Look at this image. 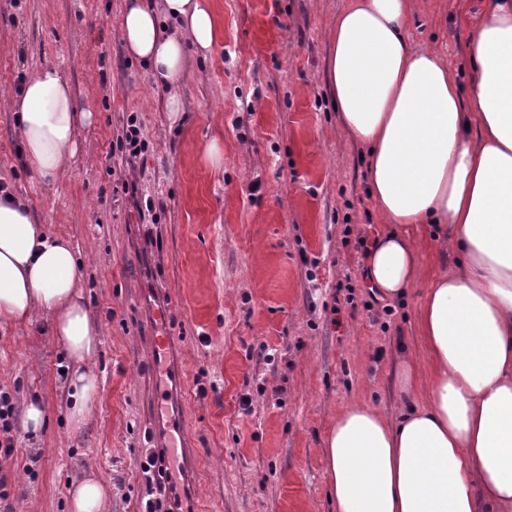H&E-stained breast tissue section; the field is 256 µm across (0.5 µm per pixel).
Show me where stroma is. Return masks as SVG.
Wrapping results in <instances>:
<instances>
[{"instance_id": "1", "label": "stroma", "mask_w": 512, "mask_h": 512, "mask_svg": "<svg viewBox=\"0 0 512 512\" xmlns=\"http://www.w3.org/2000/svg\"><path fill=\"white\" fill-rule=\"evenodd\" d=\"M348 2L211 0L224 36L192 62L179 89L185 120L174 125L165 92L125 52L123 0H0V96L51 62L96 116L47 188L0 103V181L79 252L100 334L98 394L76 427L49 316L0 322V389L17 410H44L41 428H19L14 454L0 456L18 512H70V483L90 473L111 487L107 512H139L149 287L169 296L187 380L193 512H335L323 447L337 414L363 402L398 416L400 362L425 357L423 287L378 302L363 277L358 240L387 227L325 73ZM411 3L408 36L441 50L470 91L461 63L485 0ZM132 116L148 143L137 158L111 151ZM214 138L218 165L206 156Z\"/></svg>"}]
</instances>
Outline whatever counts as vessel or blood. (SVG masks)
Instances as JSON below:
<instances>
[{"label": "vessel or blood", "mask_w": 512, "mask_h": 512, "mask_svg": "<svg viewBox=\"0 0 512 512\" xmlns=\"http://www.w3.org/2000/svg\"><path fill=\"white\" fill-rule=\"evenodd\" d=\"M148 310V368L153 383L151 407L153 422L150 429L151 451L142 460L148 467L159 462L161 454L179 451L183 473V491H191L196 456L183 425L182 395L186 382L175 356V336L172 332V308L157 289H146L142 298Z\"/></svg>", "instance_id": "1"}]
</instances>
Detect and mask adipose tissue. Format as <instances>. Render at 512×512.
Returning <instances> with one entry per match:
<instances>
[{"label": "adipose tissue", "instance_id": "ef3b65f1", "mask_svg": "<svg viewBox=\"0 0 512 512\" xmlns=\"http://www.w3.org/2000/svg\"><path fill=\"white\" fill-rule=\"evenodd\" d=\"M410 0H350L336 20L327 85L342 128L367 149V189L390 229L367 253V281L399 300L424 284L417 322L426 359L399 367L402 414L355 403L324 443L336 512H512V0H487L465 64L462 95L441 52L410 41ZM126 53L167 91L171 124L192 59L223 29L210 0H124ZM6 105L24 158L52 186L93 122L60 68L33 71ZM447 230L453 269L427 276L409 227ZM80 261L31 206L0 192V321L48 313L83 421L97 393L100 336L79 285Z\"/></svg>", "mask_w": 512, "mask_h": 512}]
</instances>
